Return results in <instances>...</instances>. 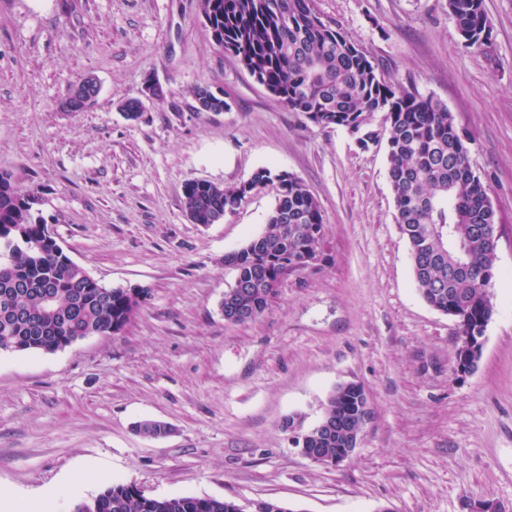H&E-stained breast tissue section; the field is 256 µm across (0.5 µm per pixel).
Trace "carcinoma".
Masks as SVG:
<instances>
[{
  "label": "carcinoma",
  "instance_id": "carcinoma-1",
  "mask_svg": "<svg viewBox=\"0 0 512 512\" xmlns=\"http://www.w3.org/2000/svg\"><path fill=\"white\" fill-rule=\"evenodd\" d=\"M211 39L236 56L279 103L318 126L343 128L362 147L387 132L388 174L397 221L409 244L419 293L433 309L456 322V335L485 328L493 314L496 277L495 210L471 163L469 138L441 101L407 90L380 73L358 44L347 39L315 8V0H200ZM448 11L468 46L484 43L491 23L483 0H448ZM85 94L72 111L90 107L97 82L84 79ZM193 95L204 112H222L224 98L198 85ZM135 121L145 111L140 98L121 106ZM272 188L275 202L264 232L224 255L235 273L220 309L232 323L252 322L269 308L281 280L309 266L321 250V206L306 185L287 171L257 169L249 179L223 186L189 180L183 189L187 218L206 226L224 219L249 196ZM34 199L0 173V352L54 353L92 335L121 330L141 303L128 288L106 287L67 255L45 242L44 220ZM53 295L46 306L42 292ZM245 308L233 317L230 307ZM358 383L337 385L321 421L295 445L334 454L349 448L361 420ZM138 433L160 438L169 425L139 421ZM72 512H238L234 502L210 497L155 498L133 485L109 483L78 500Z\"/></svg>",
  "mask_w": 512,
  "mask_h": 512
}]
</instances>
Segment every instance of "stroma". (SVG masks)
Listing matches in <instances>:
<instances>
[{
    "label": "stroma",
    "instance_id": "1",
    "mask_svg": "<svg viewBox=\"0 0 512 512\" xmlns=\"http://www.w3.org/2000/svg\"><path fill=\"white\" fill-rule=\"evenodd\" d=\"M315 7L470 138L498 255L477 369L455 373V323L417 290L385 144L360 148L275 101L213 43L199 0H0V172L90 276L150 294L119 333L0 354V484L34 494L77 480L48 512L111 481L292 512H460L464 494L512 508V0H483L491 35L472 48L448 0ZM88 76L95 104L64 111ZM149 79L164 101L127 120L121 103ZM198 85L224 111H199ZM262 167L319 201L321 256L263 316L233 324L219 309L234 279L224 256L264 229L274 193L201 226L183 186L235 185ZM345 382L368 396L363 437L340 466L311 462L283 422L310 429ZM141 420L172 432L144 437Z\"/></svg>",
    "mask_w": 512,
    "mask_h": 512
}]
</instances>
